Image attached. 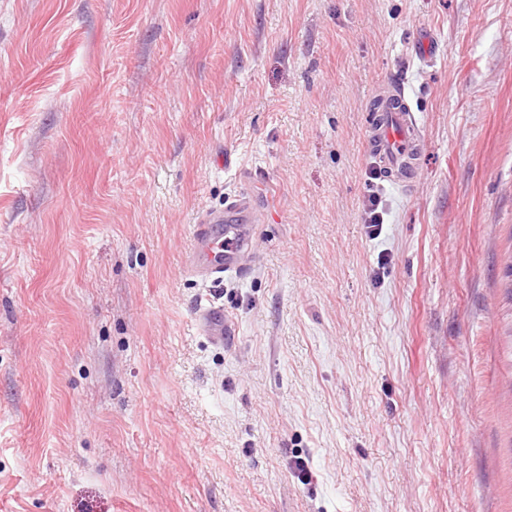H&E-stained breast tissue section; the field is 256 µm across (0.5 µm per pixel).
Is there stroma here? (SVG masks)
Wrapping results in <instances>:
<instances>
[{"label":"stroma","instance_id":"stroma-1","mask_svg":"<svg viewBox=\"0 0 512 512\" xmlns=\"http://www.w3.org/2000/svg\"><path fill=\"white\" fill-rule=\"evenodd\" d=\"M510 262L512 0H0V512H512ZM375 99L367 146L382 180L395 186L410 180L417 170L416 120L410 114L403 88L388 82L373 101ZM256 209L249 196L240 194L228 198L224 209L209 211L201 224L195 225L184 270L211 285L226 277L242 276L247 271L244 256L251 225L256 224ZM201 327L204 335L216 344H223L224 335L231 333L229 322L224 319V310L219 307H209L202 312Z\"/></svg>","mask_w":512,"mask_h":512}]
</instances>
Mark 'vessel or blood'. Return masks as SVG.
<instances>
[{"mask_svg": "<svg viewBox=\"0 0 512 512\" xmlns=\"http://www.w3.org/2000/svg\"><path fill=\"white\" fill-rule=\"evenodd\" d=\"M367 146L383 181L395 186L414 176L419 154L416 121L403 89L395 84H388L386 92L376 99ZM256 219V207L244 194L226 200L221 209L209 211L195 227L184 258L185 271L213 285L227 277L242 276L247 270L244 256ZM201 327L204 335L217 344L231 332L219 307L202 312Z\"/></svg>", "mask_w": 512, "mask_h": 512, "instance_id": "vessel-or-blood-1", "label": "vessel or blood"}]
</instances>
